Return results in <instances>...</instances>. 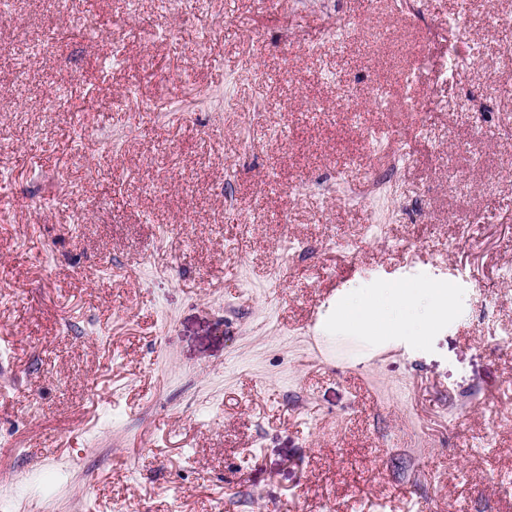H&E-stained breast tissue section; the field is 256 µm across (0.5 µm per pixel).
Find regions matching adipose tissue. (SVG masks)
<instances>
[{
    "instance_id": "ef3b65f1",
    "label": "adipose tissue",
    "mask_w": 512,
    "mask_h": 512,
    "mask_svg": "<svg viewBox=\"0 0 512 512\" xmlns=\"http://www.w3.org/2000/svg\"><path fill=\"white\" fill-rule=\"evenodd\" d=\"M458 297L446 285L412 288L394 284L379 295L358 294L336 311V320L351 324L373 338H386L409 329L416 342L456 306Z\"/></svg>"
}]
</instances>
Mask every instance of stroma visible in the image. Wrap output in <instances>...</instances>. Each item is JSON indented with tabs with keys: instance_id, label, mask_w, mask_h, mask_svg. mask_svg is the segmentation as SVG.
<instances>
[{
	"instance_id": "35a3bbf8",
	"label": "stroma",
	"mask_w": 512,
	"mask_h": 512,
	"mask_svg": "<svg viewBox=\"0 0 512 512\" xmlns=\"http://www.w3.org/2000/svg\"><path fill=\"white\" fill-rule=\"evenodd\" d=\"M88 6L111 33L79 32ZM492 7L512 17L8 0L0 512H512V136L491 90L512 67ZM384 126L411 160L387 200L345 205ZM305 243L322 250L275 278ZM395 282L460 303L423 344L337 324Z\"/></svg>"
}]
</instances>
